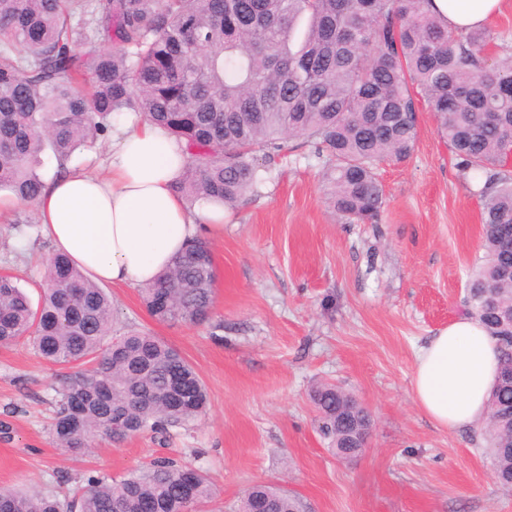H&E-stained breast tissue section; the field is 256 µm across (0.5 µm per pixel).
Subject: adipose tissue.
Returning <instances> with one entry per match:
<instances>
[{"label":"adipose tissue","instance_id":"ef3b65f1","mask_svg":"<svg viewBox=\"0 0 512 512\" xmlns=\"http://www.w3.org/2000/svg\"><path fill=\"white\" fill-rule=\"evenodd\" d=\"M501 0H431L449 29L486 24ZM190 156L164 128L136 118L112 127L105 172L72 170L46 182L37 202L39 226L97 284L142 286L169 268L193 240L224 226V209L188 206L176 186ZM499 369L495 340L462 317L430 337L416 357L412 392L438 426L455 431L482 424Z\"/></svg>","mask_w":512,"mask_h":512}]
</instances>
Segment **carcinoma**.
I'll return each mask as SVG.
<instances>
[{
  "instance_id": "cac0c4a2",
  "label": "carcinoma",
  "mask_w": 512,
  "mask_h": 512,
  "mask_svg": "<svg viewBox=\"0 0 512 512\" xmlns=\"http://www.w3.org/2000/svg\"><path fill=\"white\" fill-rule=\"evenodd\" d=\"M429 0H0V190L34 205L46 152L57 173L92 148L123 112L159 124L190 155L177 190L232 206L263 176L253 153L302 137L324 158L336 212L374 222L383 190L376 168L414 150L417 112L427 105L466 179H483L485 259L468 282L466 314L477 319L512 367V46L488 63L486 28L448 29ZM110 45L86 54L80 46ZM215 269L210 245L192 242L155 282L140 289L160 323L210 319ZM114 311L107 291L67 256L47 261L38 305L0 275V345L32 343L50 363L96 356L63 390L52 437L81 454L95 435L123 440L188 422L207 406L202 379L179 352L144 332L105 346ZM321 432L351 460V426L339 421L351 397L334 384L312 391ZM485 432L496 481L512 489V382L497 381ZM169 458L121 479L91 476L77 499L0 490V512H201L216 494ZM235 512H302L298 498L253 485Z\"/></svg>"
}]
</instances>
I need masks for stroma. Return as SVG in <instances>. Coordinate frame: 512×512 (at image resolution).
I'll use <instances>...</instances> for the list:
<instances>
[{
	"instance_id": "obj_1",
	"label": "stroma",
	"mask_w": 512,
	"mask_h": 512,
	"mask_svg": "<svg viewBox=\"0 0 512 512\" xmlns=\"http://www.w3.org/2000/svg\"><path fill=\"white\" fill-rule=\"evenodd\" d=\"M264 181L226 211L210 236L216 268L209 323L153 320L135 286L110 287L112 335L142 331L177 348L208 391L197 419L71 455L52 442L63 388L91 362L54 365L24 341L0 346V488L70 499L88 476L119 479L158 457L203 472L216 505L233 512L251 485L296 495L303 512H512L482 431L439 428L417 406L419 347L461 317L470 271L483 255L477 181L464 179L421 106L412 155L378 170L376 223L341 218L320 159L304 139L255 155ZM36 208L0 211V273L39 299L53 249L29 232ZM351 393L371 417L355 459L336 457L310 393Z\"/></svg>"
}]
</instances>
